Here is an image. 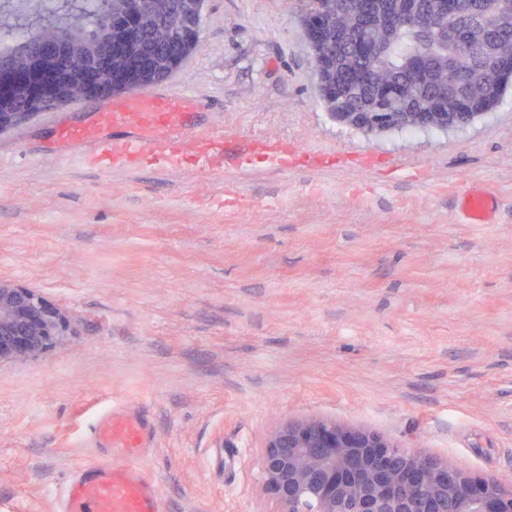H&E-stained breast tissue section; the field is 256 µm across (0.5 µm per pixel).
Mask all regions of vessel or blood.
<instances>
[{"label":"vessel or blood","mask_w":512,"mask_h":512,"mask_svg":"<svg viewBox=\"0 0 512 512\" xmlns=\"http://www.w3.org/2000/svg\"><path fill=\"white\" fill-rule=\"evenodd\" d=\"M201 103L198 90L163 82L112 98L87 126L59 125L51 109L44 119L59 127L64 164L112 173L189 169L213 176L231 164L285 173L307 159L305 150L284 141L231 140L223 125L189 124V114ZM457 207L466 223L488 224L495 202L488 191L475 186L459 197ZM88 441L96 457L69 474L55 512H167L156 481L142 467L155 442V425L145 401L112 403L98 417Z\"/></svg>","instance_id":"obj_1"}]
</instances>
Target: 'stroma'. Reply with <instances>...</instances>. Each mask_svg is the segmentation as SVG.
<instances>
[{"instance_id":"stroma-1","label":"stroma","mask_w":512,"mask_h":512,"mask_svg":"<svg viewBox=\"0 0 512 512\" xmlns=\"http://www.w3.org/2000/svg\"><path fill=\"white\" fill-rule=\"evenodd\" d=\"M298 0H205L176 80L227 135L286 140L324 164L286 174L0 165V278L68 320L0 363V512H55L113 399L146 398L143 462L169 512H264L258 458L284 418H324L512 486V94L451 132L369 137L330 117ZM495 195L489 224L457 197ZM244 202L206 209L204 198Z\"/></svg>"}]
</instances>
